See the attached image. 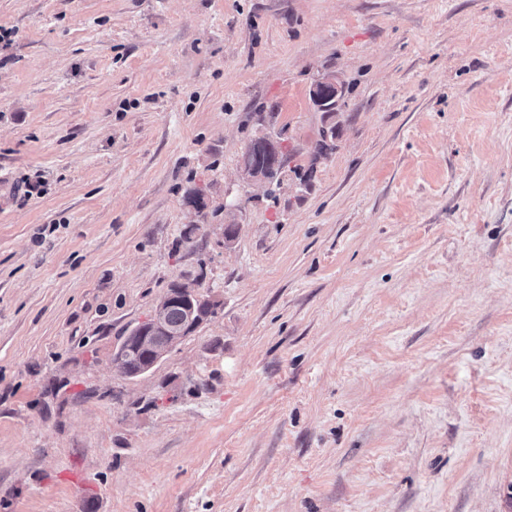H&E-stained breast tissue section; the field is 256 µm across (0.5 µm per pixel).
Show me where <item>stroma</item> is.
<instances>
[{
	"label": "stroma",
	"instance_id": "35a3bbf8",
	"mask_svg": "<svg viewBox=\"0 0 512 512\" xmlns=\"http://www.w3.org/2000/svg\"><path fill=\"white\" fill-rule=\"evenodd\" d=\"M0 28V512H512V0ZM266 135L273 190L239 170ZM175 282L216 314L125 377ZM342 86L332 79H324L314 84L310 96L315 106L320 111L326 110L328 104L335 101L340 94ZM254 142L258 144L259 149L254 153L252 163L256 167L271 170L270 177L275 175V179L271 184L276 183L277 185L285 162L280 142L266 136L254 139L251 143Z\"/></svg>",
	"mask_w": 512,
	"mask_h": 512
}]
</instances>
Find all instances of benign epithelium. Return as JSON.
I'll use <instances>...</instances> for the list:
<instances>
[{
  "label": "benign epithelium",
  "mask_w": 512,
  "mask_h": 512,
  "mask_svg": "<svg viewBox=\"0 0 512 512\" xmlns=\"http://www.w3.org/2000/svg\"><path fill=\"white\" fill-rule=\"evenodd\" d=\"M340 91L341 86L334 80L324 79L314 84L310 96L314 105L324 111L330 102L337 99ZM252 150L253 146L250 145L244 151L241 172L253 180L264 179L266 171L255 168L250 163ZM201 304L202 300L193 288L184 283H175L160 300L153 317L125 337L113 357L114 366L130 378L140 376L153 368L181 340L194 333L211 317V310L201 307ZM175 305L186 312L185 323L180 327L169 325L166 319L167 311ZM137 351L143 352L147 360L138 370L132 371L128 367V360Z\"/></svg>",
  "instance_id": "obj_1"
}]
</instances>
